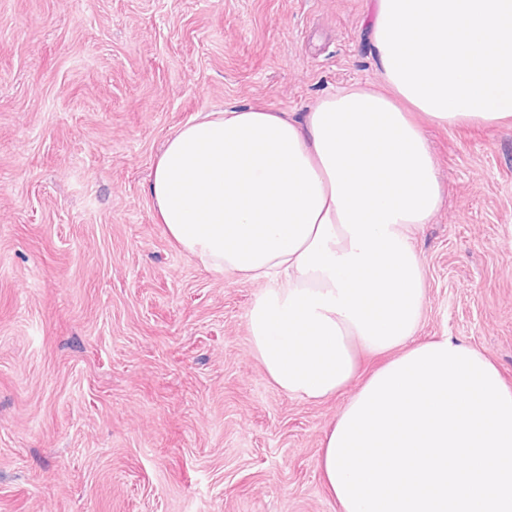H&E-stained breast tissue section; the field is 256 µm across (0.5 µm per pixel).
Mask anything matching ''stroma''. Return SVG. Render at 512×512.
Returning <instances> with one entry per match:
<instances>
[{"mask_svg":"<svg viewBox=\"0 0 512 512\" xmlns=\"http://www.w3.org/2000/svg\"><path fill=\"white\" fill-rule=\"evenodd\" d=\"M375 0H0V512H338L317 466L336 396L274 388L261 281L205 270L148 182L201 112H305L380 70ZM421 126L442 202L411 243L418 339L512 387V124Z\"/></svg>","mask_w":512,"mask_h":512,"instance_id":"1","label":"stroma"}]
</instances>
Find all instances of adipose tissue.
Masks as SVG:
<instances>
[{"mask_svg":"<svg viewBox=\"0 0 512 512\" xmlns=\"http://www.w3.org/2000/svg\"><path fill=\"white\" fill-rule=\"evenodd\" d=\"M384 85L343 88L307 112H205L164 142L148 193L203 268L264 282L253 352L283 393L320 401L359 353L401 359L425 296L411 244L442 188L418 122L512 121V0H376Z\"/></svg>","mask_w":512,"mask_h":512,"instance_id":"adipose-tissue-1","label":"adipose tissue"}]
</instances>
